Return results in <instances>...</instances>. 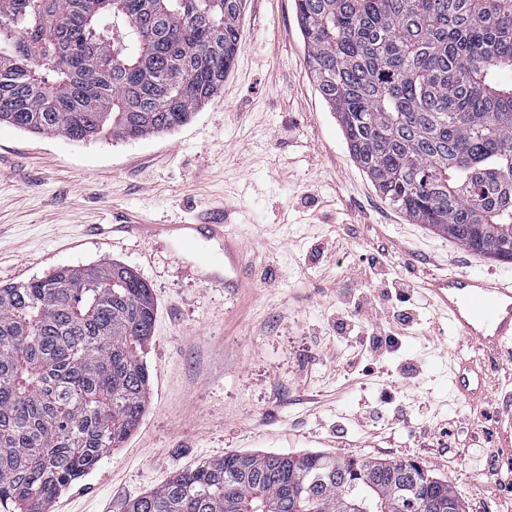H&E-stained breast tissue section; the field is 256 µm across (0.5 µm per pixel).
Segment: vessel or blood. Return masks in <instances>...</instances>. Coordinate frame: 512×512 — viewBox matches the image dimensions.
Instances as JSON below:
<instances>
[{
  "mask_svg": "<svg viewBox=\"0 0 512 512\" xmlns=\"http://www.w3.org/2000/svg\"><path fill=\"white\" fill-rule=\"evenodd\" d=\"M227 214L206 221L185 224L181 238L185 246H196L200 239L215 240L224 248V274L211 275V282L228 288L243 284L241 242L226 230ZM138 232L154 245L162 244L167 231L163 224H116L113 236ZM436 313L447 320L459 346H475L476 356H457L451 366L450 382L461 402L475 405L489 396L492 374L502 360L512 361V284L500 278L457 271L436 272L423 280Z\"/></svg>",
  "mask_w": 512,
  "mask_h": 512,
  "instance_id": "b4317fda",
  "label": "vessel or blood"
}]
</instances>
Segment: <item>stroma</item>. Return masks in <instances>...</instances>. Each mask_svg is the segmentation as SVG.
<instances>
[{
	"mask_svg": "<svg viewBox=\"0 0 512 512\" xmlns=\"http://www.w3.org/2000/svg\"><path fill=\"white\" fill-rule=\"evenodd\" d=\"M221 93L191 120L133 141L76 142L0 124V285L64 266L117 261L152 291L145 359L151 392L121 447L51 502L49 512H124L176 473L230 451L408 459L447 480L463 512H512V374L492 397L457 401L455 340L420 281L445 267L512 282V262L414 224L382 199L350 155L308 71L294 0H247ZM231 208L245 288L209 284L216 242L155 248L101 224H190ZM392 262L418 308L413 334L362 375L336 310L376 309ZM418 365L404 382L398 364ZM448 428L433 438L431 425Z\"/></svg>",
	"mask_w": 512,
	"mask_h": 512,
	"instance_id": "obj_1",
	"label": "stroma"
}]
</instances>
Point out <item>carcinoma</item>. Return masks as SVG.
<instances>
[{
  "instance_id": "carcinoma-1",
  "label": "carcinoma",
  "mask_w": 512,
  "mask_h": 512,
  "mask_svg": "<svg viewBox=\"0 0 512 512\" xmlns=\"http://www.w3.org/2000/svg\"><path fill=\"white\" fill-rule=\"evenodd\" d=\"M246 0H0V123L72 141L187 123L224 88ZM316 90L382 198L512 261V0H295ZM150 288L125 266L0 286V512L49 502L150 392ZM462 512L402 459L229 452L126 512Z\"/></svg>"
}]
</instances>
